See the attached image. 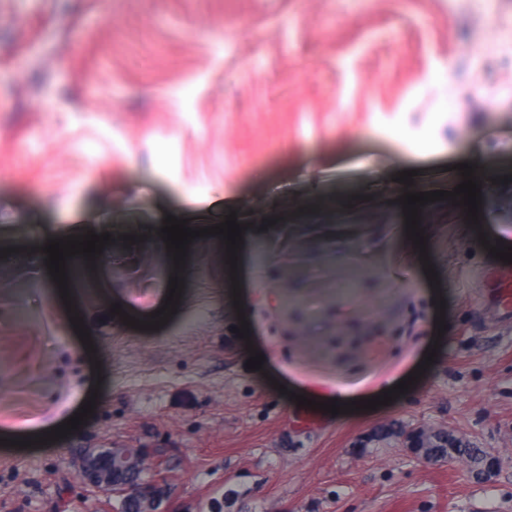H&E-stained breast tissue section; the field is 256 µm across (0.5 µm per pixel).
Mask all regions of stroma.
Instances as JSON below:
<instances>
[{
  "label": "stroma",
  "mask_w": 512,
  "mask_h": 512,
  "mask_svg": "<svg viewBox=\"0 0 512 512\" xmlns=\"http://www.w3.org/2000/svg\"><path fill=\"white\" fill-rule=\"evenodd\" d=\"M460 163L501 179L478 223L438 201L416 248L397 176L450 191ZM507 177L512 0H0V242L20 256L0 266V512H117L69 467L111 442L158 462L162 512H512V326L479 277L502 265L489 246H512ZM286 200L301 253L272 225ZM230 209L236 266L197 238L176 313L125 325L171 275L161 237L131 238ZM107 230L93 359L39 247ZM352 253L347 300L336 259ZM413 372L395 401L296 424V395L368 399ZM91 398L62 449L36 445ZM436 431L485 449L491 476L414 451Z\"/></svg>",
  "instance_id": "stroma-1"
}]
</instances>
